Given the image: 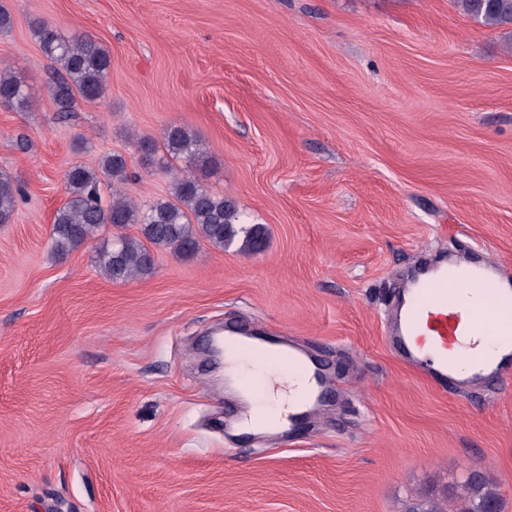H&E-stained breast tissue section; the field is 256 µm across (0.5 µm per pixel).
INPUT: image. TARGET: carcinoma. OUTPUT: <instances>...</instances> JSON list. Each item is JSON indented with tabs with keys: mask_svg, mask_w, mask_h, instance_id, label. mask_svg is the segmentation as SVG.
<instances>
[{
	"mask_svg": "<svg viewBox=\"0 0 512 512\" xmlns=\"http://www.w3.org/2000/svg\"><path fill=\"white\" fill-rule=\"evenodd\" d=\"M455 2L464 14L484 26L512 27V0ZM35 34L49 62L57 111H71L77 97L89 103L103 97L111 59L97 41L79 33L66 37L57 27L41 20L35 22ZM0 104L19 111L31 106L24 78L6 68L0 70ZM163 147L173 159L193 157L197 152L196 140L181 127L166 130ZM129 179L125 158L114 153L101 156L95 168L76 164L65 172L68 200L56 211L51 229L56 255H66L81 246L106 224L116 228L138 224L142 238L119 234L97 255L101 272L108 279L129 281L152 272L149 243L168 248L182 258L191 255L202 239L221 250L237 242L239 249L247 253L259 251L265 243L264 225L243 223L232 200L211 193L191 174L175 175L170 198L145 209L118 189ZM104 184L112 188L107 203L101 195ZM19 194V183L1 172L0 224L11 223ZM468 487L470 497L460 512H502L501 499L484 474H471Z\"/></svg>",
	"mask_w": 512,
	"mask_h": 512,
	"instance_id": "1",
	"label": "carcinoma"
}]
</instances>
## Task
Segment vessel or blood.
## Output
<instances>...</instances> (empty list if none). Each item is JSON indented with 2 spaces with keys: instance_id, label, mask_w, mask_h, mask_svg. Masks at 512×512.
<instances>
[{
  "instance_id": "obj_1",
  "label": "vessel or blood",
  "mask_w": 512,
  "mask_h": 512,
  "mask_svg": "<svg viewBox=\"0 0 512 512\" xmlns=\"http://www.w3.org/2000/svg\"><path fill=\"white\" fill-rule=\"evenodd\" d=\"M502 280L489 260L424 267L394 298L393 344L442 386L485 374L511 381L512 336H505L493 314L496 307L512 305V288Z\"/></svg>"
}]
</instances>
